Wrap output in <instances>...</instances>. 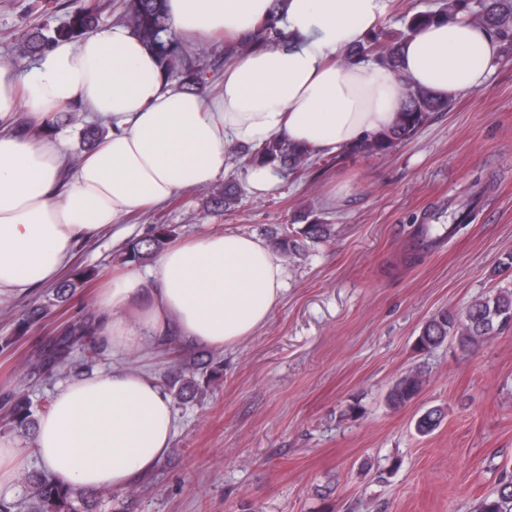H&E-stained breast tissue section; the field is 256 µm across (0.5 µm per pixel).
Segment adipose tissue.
Segmentation results:
<instances>
[{
    "label": "adipose tissue",
    "mask_w": 512,
    "mask_h": 512,
    "mask_svg": "<svg viewBox=\"0 0 512 512\" xmlns=\"http://www.w3.org/2000/svg\"><path fill=\"white\" fill-rule=\"evenodd\" d=\"M167 7L170 31L184 40L221 34L232 46L273 18L286 41L228 51L215 95L166 82L156 56L122 25L50 43L20 77L0 61V301L55 282L81 238L211 185L233 167V148L258 149L277 135L337 156L393 123L405 84L448 98L480 89L501 47L485 25L440 19L405 42L395 71L345 58L383 27L393 0ZM71 104L108 129L77 159L61 131L28 133ZM284 286L283 258L262 238L230 230L167 248L147 273L114 277L98 297V339L112 367L57 386L33 448L0 437V492L29 455L58 483L86 491L148 477L171 450L176 414L171 395L125 355L175 339L237 346L267 325Z\"/></svg>",
    "instance_id": "ef3b65f1"
}]
</instances>
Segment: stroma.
Wrapping results in <instances>:
<instances>
[{
  "label": "stroma",
  "mask_w": 512,
  "mask_h": 512,
  "mask_svg": "<svg viewBox=\"0 0 512 512\" xmlns=\"http://www.w3.org/2000/svg\"><path fill=\"white\" fill-rule=\"evenodd\" d=\"M60 2L46 13L40 0H0V56L16 72L29 67L20 36L60 25L85 0ZM226 178L241 188L229 210H206V189H188L81 240L72 265L97 278L34 331L20 334L18 320L29 304L47 303V288L0 304V397L22 392L40 406L67 377L82 376L78 368L45 380L30 364L62 322L96 309L122 270L117 255L152 225L174 227L181 241L331 224V241L286 260L269 323L216 350L223 380L201 402L176 405L167 458L133 491L101 489L99 512H474L512 476V328L470 353L451 341L422 353L416 341L438 311L460 313L512 290V268L502 264L512 254V50L483 88L458 95L406 143L313 160L261 197L242 169ZM459 206L469 223L405 265L415 225L449 223ZM416 367L427 372L420 394L390 408V385ZM433 407L445 419L419 436L415 421Z\"/></svg>",
  "instance_id": "stroma-1"
}]
</instances>
